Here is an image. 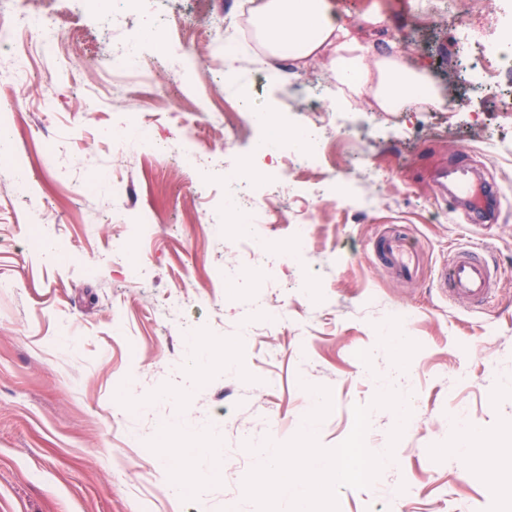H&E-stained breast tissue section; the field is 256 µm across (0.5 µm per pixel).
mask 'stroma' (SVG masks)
I'll list each match as a JSON object with an SVG mask.
<instances>
[{
	"label": "stroma",
	"mask_w": 512,
	"mask_h": 512,
	"mask_svg": "<svg viewBox=\"0 0 512 512\" xmlns=\"http://www.w3.org/2000/svg\"><path fill=\"white\" fill-rule=\"evenodd\" d=\"M362 41L401 52L427 71L453 105L448 112H375L352 118L321 98L326 59L270 82L240 61L239 86L258 108L286 113L292 131L326 144L318 175L287 154L288 180L256 161L271 189L267 221L230 229L228 176L249 156L260 129L233 134L209 122L212 108L238 111L224 93L226 22L242 0H45L64 13L58 53L33 54L22 84L0 48V95L23 96L11 116V157H0V512H240L250 447L289 441L315 399L331 391L318 425L324 448L353 427L352 407L394 387L413 404L398 443L397 417L372 408L367 447L392 451L370 488L337 491L339 512H512V112L498 90L512 89V66L493 88L470 81L478 57L462 53L448 0H338ZM377 8L387 24L362 22ZM152 22L156 39L143 36ZM139 40L155 100L139 98L136 72L115 73L113 47ZM143 113L147 134L131 135L125 115ZM166 146V161L144 142ZM202 156L181 163L188 145ZM28 167L24 190L15 166ZM465 163L501 188L496 220L469 223L442 199L438 171ZM351 184L372 199L355 213L334 188ZM309 228L303 251L296 225ZM420 245L423 268L410 284L374 260L384 229ZM266 243L247 250L242 239ZM486 251L500 282L481 308L449 298L438 272L456 251ZM145 264L149 279L132 281ZM410 340L408 372H394L378 330ZM210 349L203 363L195 340ZM372 353L363 366L361 352ZM462 415L479 434L466 472L449 456V423ZM184 435L173 468L158 458L164 428ZM201 453H194V446ZM188 485L173 495L171 481Z\"/></svg>",
	"instance_id": "obj_1"
}]
</instances>
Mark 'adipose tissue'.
I'll return each mask as SVG.
<instances>
[{
	"mask_svg": "<svg viewBox=\"0 0 512 512\" xmlns=\"http://www.w3.org/2000/svg\"><path fill=\"white\" fill-rule=\"evenodd\" d=\"M250 24L268 58L271 80L280 61L300 68L325 56L338 83L366 94L383 111L406 110L429 91L428 77L408 67L398 53H382L360 41L333 0H252Z\"/></svg>",
	"mask_w": 512,
	"mask_h": 512,
	"instance_id": "adipose-tissue-1",
	"label": "adipose tissue"
}]
</instances>
